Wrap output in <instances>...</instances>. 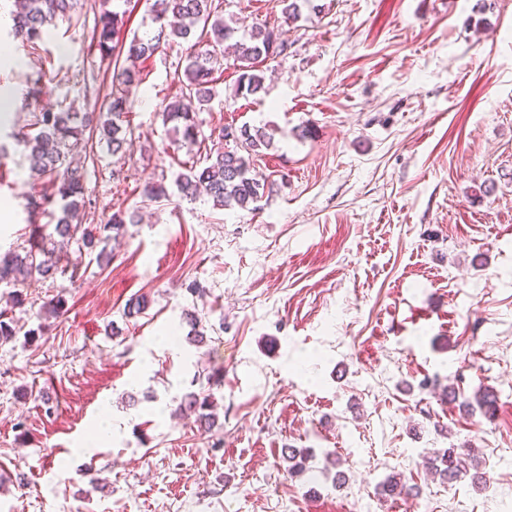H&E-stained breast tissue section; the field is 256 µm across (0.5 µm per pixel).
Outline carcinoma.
Returning a JSON list of instances; mask_svg holds the SVG:
<instances>
[{
  "instance_id": "carcinoma-1",
  "label": "carcinoma",
  "mask_w": 512,
  "mask_h": 512,
  "mask_svg": "<svg viewBox=\"0 0 512 512\" xmlns=\"http://www.w3.org/2000/svg\"><path fill=\"white\" fill-rule=\"evenodd\" d=\"M128 0H114L113 9H103L95 18L90 49L104 57L113 59L112 85L107 93L97 120L88 113L71 109L43 108L34 115V120L21 128H14L6 138L23 148L31 176L36 180L50 182L52 192L33 194L27 197L26 208L30 217L49 215L55 221L53 231L40 232L35 242L23 248V252L0 254V284L12 288L11 301L23 304L22 288L34 279H55L61 274L73 282L82 277V262L70 261L61 265V254L71 246H77L79 254L96 255V261L105 258L97 251L99 244L120 234L128 224L136 222V212L118 208L106 223L92 229L83 226L86 209L85 167L74 151L84 152V158L94 157L95 145L106 143L108 150L117 155L126 151L128 137L132 136L126 114L133 103V96L143 78L137 61L151 57L161 45L189 40L202 28L208 38L206 43L193 49L185 58L183 72L177 73L179 93L160 104L165 122L172 124L171 132L176 140L192 146L202 145L208 140L201 129L198 115L207 110L213 99V85L219 80L217 74L224 70V43L233 44L232 67L238 72L234 88L236 96H256L265 91V77L260 64L269 59L285 58L288 44L277 27L254 26L241 38L238 30L212 7L213 0H152L150 12L156 25L150 38L133 36L129 41L120 39L125 24L126 11L121 4ZM285 24H292L302 15V8L322 11L315 0H279ZM10 10L14 37L33 43L42 37L43 29L59 18L72 19L81 14L83 0H13ZM242 146L230 145L220 129L218 140L223 146L211 148L206 153V166L198 169L190 166L177 175L175 184L179 193L194 199L200 193L208 195L214 205L224 208L248 209L261 199L267 184L252 175L254 158L262 150L274 145V136L265 127L247 124L236 127ZM169 197L161 182H148L141 191V203L148 205ZM64 313V299L57 296L41 307L38 329L27 331L34 336L36 331L46 329L45 320L58 318ZM179 411L193 413L200 424L214 425V404L210 393L190 392L185 394ZM289 462L290 474L309 469L313 458L307 450L287 448L284 450ZM425 468L437 475L442 482L451 484L467 472L477 488L486 486V476L478 468L476 457L464 453L455 445L437 450L423 457ZM382 494L410 495L414 488L408 486L401 473L387 476L381 483Z\"/></svg>"
}]
</instances>
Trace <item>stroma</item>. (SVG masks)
I'll return each instance as SVG.
<instances>
[{
    "mask_svg": "<svg viewBox=\"0 0 512 512\" xmlns=\"http://www.w3.org/2000/svg\"><path fill=\"white\" fill-rule=\"evenodd\" d=\"M319 2L288 27L286 59L263 63L262 99L234 96L228 68L199 115L207 131L274 129L255 209L180 198L177 174L204 153L159 110L189 48L165 45L142 64L125 157L101 144L86 165L85 222L140 208L148 182L168 198L76 282L31 281L20 307L0 288L19 329L0 342V512H512V0ZM100 3L33 44L0 26L8 122L98 111L113 72L88 49ZM218 3L243 30L283 24L278 0ZM42 187L21 150L0 155L1 252L26 246ZM59 294L66 314L27 340ZM201 372L221 379L206 433L175 413ZM481 387L493 418L459 405ZM451 443L485 488L425 469ZM288 448L312 467L290 476ZM395 470L416 495H379Z\"/></svg>",
    "mask_w": 512,
    "mask_h": 512,
    "instance_id": "obj_1",
    "label": "stroma"
}]
</instances>
